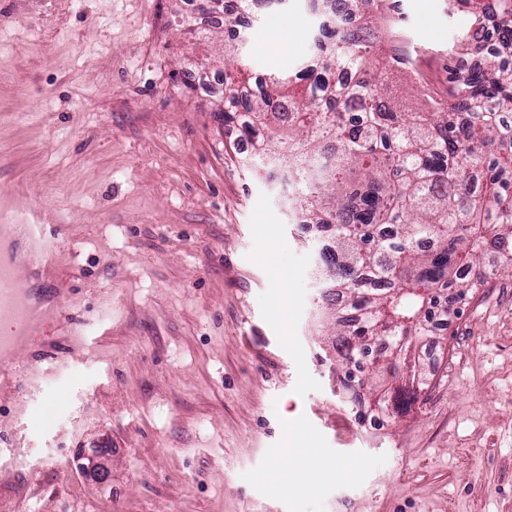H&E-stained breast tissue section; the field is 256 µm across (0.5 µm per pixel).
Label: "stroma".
<instances>
[{
  "label": "stroma",
  "instance_id": "1",
  "mask_svg": "<svg viewBox=\"0 0 512 512\" xmlns=\"http://www.w3.org/2000/svg\"><path fill=\"white\" fill-rule=\"evenodd\" d=\"M192 9L0 0V217L61 225L28 285L82 331L45 324L14 355L39 380L0 377V512H512V276L462 304L408 413L359 421L287 188L244 166L223 92L182 77L204 49L218 80L228 43L252 73H295L318 21L289 0L238 41L201 24L202 48L178 24ZM471 23L452 0H388L402 109L423 107L412 73L447 87ZM61 338L70 353L36 361ZM97 442L106 483L83 469Z\"/></svg>",
  "mask_w": 512,
  "mask_h": 512
}]
</instances>
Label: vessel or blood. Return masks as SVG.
<instances>
[{"label":"vessel or blood","mask_w":512,"mask_h":512,"mask_svg":"<svg viewBox=\"0 0 512 512\" xmlns=\"http://www.w3.org/2000/svg\"><path fill=\"white\" fill-rule=\"evenodd\" d=\"M59 227L0 224V355L13 352L36 327L61 319V306L34 300L26 273L53 251Z\"/></svg>","instance_id":"obj_1"}]
</instances>
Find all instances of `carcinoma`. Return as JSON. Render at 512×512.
Here are the masks:
<instances>
[{
  "mask_svg": "<svg viewBox=\"0 0 512 512\" xmlns=\"http://www.w3.org/2000/svg\"><path fill=\"white\" fill-rule=\"evenodd\" d=\"M224 27L251 0H223ZM319 18L295 75L224 57V121L252 142L255 170L283 168L292 205L315 226L318 332L363 376L339 378L359 412L402 415L429 386L419 342L457 315L488 277L512 270V0H455L474 19L449 70L445 104L400 112L384 94L400 60L377 58L371 26L384 0H306ZM496 253L498 270L485 255Z\"/></svg>",
  "mask_w": 512,
  "mask_h": 512,
  "instance_id": "carcinoma-1",
  "label": "carcinoma"
}]
</instances>
